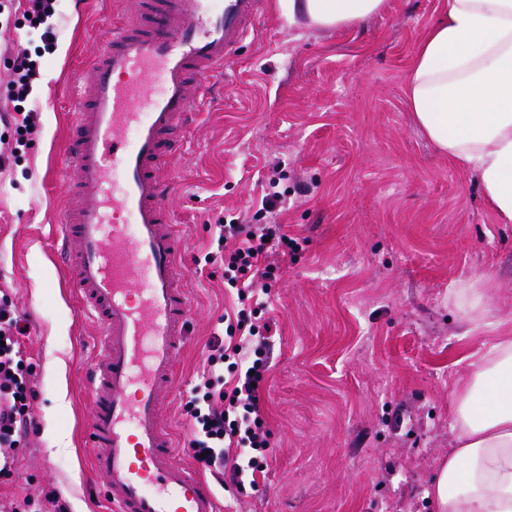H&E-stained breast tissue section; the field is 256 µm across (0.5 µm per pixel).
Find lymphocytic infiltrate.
Instances as JSON below:
<instances>
[{
	"instance_id": "lymphocytic-infiltrate-1",
	"label": "lymphocytic infiltrate",
	"mask_w": 512,
	"mask_h": 512,
	"mask_svg": "<svg viewBox=\"0 0 512 512\" xmlns=\"http://www.w3.org/2000/svg\"><path fill=\"white\" fill-rule=\"evenodd\" d=\"M217 243L224 249V282L236 292L225 331L214 334L207 371L190 395L191 456L204 471L228 477L238 489L265 472L270 446L260 392L269 370L270 347L253 317L261 296L269 294L280 264L287 262L293 240L280 224H220ZM27 327L8 298L0 299V473L13 469L10 449L34 426L29 407L36 391L23 368L21 338ZM229 363L232 379L218 366Z\"/></svg>"
}]
</instances>
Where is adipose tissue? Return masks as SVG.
I'll return each instance as SVG.
<instances>
[{"label":"adipose tissue","instance_id":"1","mask_svg":"<svg viewBox=\"0 0 512 512\" xmlns=\"http://www.w3.org/2000/svg\"><path fill=\"white\" fill-rule=\"evenodd\" d=\"M289 17L338 29L386 0H279ZM415 123L437 151L477 173L512 223V0H443L405 83ZM454 446L431 482L438 512H512V336L496 340L452 392Z\"/></svg>","mask_w":512,"mask_h":512}]
</instances>
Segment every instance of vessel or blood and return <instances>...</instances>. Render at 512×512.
I'll list each match as a JSON object with an SVG mask.
<instances>
[{
  "instance_id": "obj_1",
  "label": "vessel or blood",
  "mask_w": 512,
  "mask_h": 512,
  "mask_svg": "<svg viewBox=\"0 0 512 512\" xmlns=\"http://www.w3.org/2000/svg\"><path fill=\"white\" fill-rule=\"evenodd\" d=\"M262 3L223 0L217 10L213 0H122L120 23L80 74L67 154L81 203L56 236L100 327L89 373L93 463L117 512H222L205 479L175 462L157 403L191 316L158 170L195 116L192 87L223 74ZM116 214L132 225L113 223Z\"/></svg>"
}]
</instances>
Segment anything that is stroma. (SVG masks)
Segmentation results:
<instances>
[{"label": "stroma", "instance_id": "stroma-1", "mask_svg": "<svg viewBox=\"0 0 512 512\" xmlns=\"http://www.w3.org/2000/svg\"><path fill=\"white\" fill-rule=\"evenodd\" d=\"M266 5L162 175L179 240L190 334L163 416L190 462L187 397L230 296L216 225L265 224L271 173L278 223L296 247L272 283L274 346L261 390L270 431L256 487L219 492L223 512H437L427 498L448 455L451 393L502 329L512 328V223H499L478 177L449 164L415 125L405 79L442 0H387L344 29L289 23ZM26 0H0V119L37 114L27 146L0 168V295L28 327L24 359L37 429L0 476V500L46 512H113L86 424L99 327L54 260L55 226L77 203L64 142L78 76L121 19L118 0H58L56 49L32 99H12L10 63L39 44ZM488 281V326L470 331L453 292Z\"/></svg>", "mask_w": 512, "mask_h": 512}]
</instances>
